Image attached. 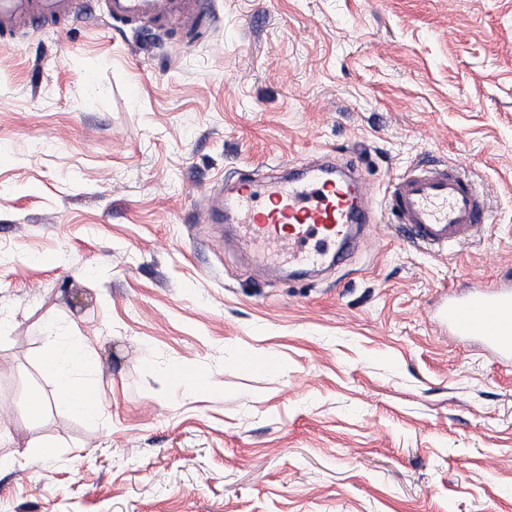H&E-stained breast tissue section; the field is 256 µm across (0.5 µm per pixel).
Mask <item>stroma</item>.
Wrapping results in <instances>:
<instances>
[{
    "mask_svg": "<svg viewBox=\"0 0 512 512\" xmlns=\"http://www.w3.org/2000/svg\"><path fill=\"white\" fill-rule=\"evenodd\" d=\"M211 2L192 42L101 10L0 42V512H512V366L431 318L512 269V0ZM324 152L376 209L348 265L291 277L195 219ZM433 161L489 197L442 255L383 205ZM53 344L55 348L46 353L44 365L55 378L61 397L74 412L87 418L98 417L103 408L82 373L91 362L89 352L75 338L66 347Z\"/></svg>",
    "mask_w": 512,
    "mask_h": 512,
    "instance_id": "stroma-1",
    "label": "stroma"
}]
</instances>
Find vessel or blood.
Returning a JSON list of instances; mask_svg holds the SVG:
<instances>
[{"label":"vessel or blood","instance_id":"b4317fda","mask_svg":"<svg viewBox=\"0 0 512 512\" xmlns=\"http://www.w3.org/2000/svg\"><path fill=\"white\" fill-rule=\"evenodd\" d=\"M110 21L179 19L194 33L206 0H104ZM70 0H0V40L22 29L69 19ZM384 205L413 245L444 253L471 238L487 222L485 196L457 167H414L387 189ZM204 220L231 223L236 241H261L286 251L298 267L345 262L368 224L376 219L371 189L354 164L329 155L288 165L261 179H240L202 197ZM433 320L442 334L464 344L478 341L496 361L512 363V276L473 283L439 300Z\"/></svg>","mask_w":512,"mask_h":512}]
</instances>
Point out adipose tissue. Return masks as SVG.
<instances>
[{
    "instance_id": "obj_1",
    "label": "adipose tissue",
    "mask_w": 512,
    "mask_h": 512,
    "mask_svg": "<svg viewBox=\"0 0 512 512\" xmlns=\"http://www.w3.org/2000/svg\"><path fill=\"white\" fill-rule=\"evenodd\" d=\"M91 356L80 340H71L68 346L55 347L44 357L46 369L53 375L63 400L74 412L87 417H98L102 412L97 395L83 371Z\"/></svg>"
}]
</instances>
